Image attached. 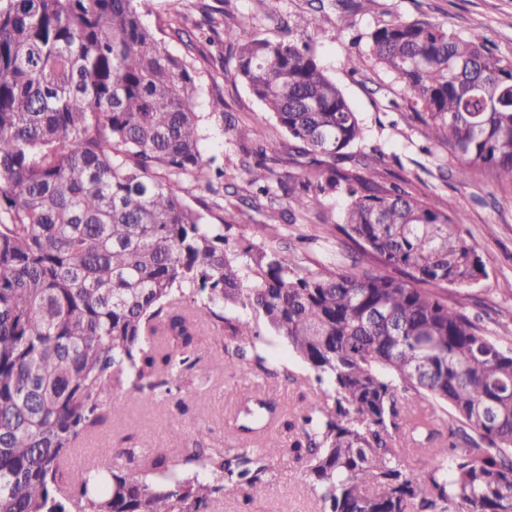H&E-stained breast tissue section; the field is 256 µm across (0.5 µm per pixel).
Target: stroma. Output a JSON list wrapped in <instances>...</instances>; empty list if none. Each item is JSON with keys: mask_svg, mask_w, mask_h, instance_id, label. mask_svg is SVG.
I'll return each mask as SVG.
<instances>
[{"mask_svg": "<svg viewBox=\"0 0 512 512\" xmlns=\"http://www.w3.org/2000/svg\"><path fill=\"white\" fill-rule=\"evenodd\" d=\"M324 5L318 13L313 0H184L180 14L175 15L166 0H139L144 23L170 53L194 68L206 152L231 170L254 164L259 147L276 160L269 195L253 197L241 179L225 186L219 198L190 190L187 202L202 198L209 206H221L225 223L242 225L258 239L263 236L262 225H285L280 246L303 269L316 270L339 255L342 236L336 227L343 222L346 199L326 196L305 212L290 206L289 181L309 174L310 168L305 158L289 156L287 134L235 78L234 62L228 57L230 42L250 36L276 41L289 34L307 41L359 115L364 138L352 151L375 158L377 182H403L408 192L431 208L464 215L465 235L482 254L487 276L479 284L462 288L461 294L469 312L489 330H496L498 323L512 321V188L499 185L486 173L473 174L463 183L457 180L454 159L446 148L428 140L426 126L407 105L402 82L376 62L366 37L395 20H428L463 36L483 33L500 56L512 59V0H370L361 7L356 0H324ZM316 14L320 23L285 32V21ZM352 52L362 58L356 75L350 74L346 64ZM216 98L223 99V111L212 110ZM244 127L251 130L245 141L236 134ZM193 348L202 362L213 364L214 371L206 379H187L184 391L205 394L208 409L192 405L179 409L170 400L145 404L136 396H122V415L85 440L83 462L70 467L73 478H80L100 449L120 447L126 435L133 446L165 448L174 459L199 440L209 451L237 447L234 418L247 390L287 405L292 415L316 398L317 385L309 370L274 336H266L263 353L271 363L294 374L295 382L250 371L239 358L225 355L222 341L209 330L198 333ZM270 480L264 498L229 495L215 501L212 512H320V504L290 456L273 462Z\"/></svg>", "mask_w": 512, "mask_h": 512, "instance_id": "stroma-1", "label": "stroma"}]
</instances>
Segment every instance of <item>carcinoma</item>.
<instances>
[{
  "label": "carcinoma",
  "instance_id": "1",
  "mask_svg": "<svg viewBox=\"0 0 512 512\" xmlns=\"http://www.w3.org/2000/svg\"><path fill=\"white\" fill-rule=\"evenodd\" d=\"M368 40L428 139L459 160L457 178L489 170L512 185V60L480 33L425 20ZM232 57L294 151L344 159L363 139L308 43L251 37ZM197 92L137 0H0V512H210L227 494L263 496L285 453L322 512H512V324L492 336L448 297L487 277L462 216L331 166L288 198L302 210L347 198L354 270L302 271L275 224L262 225L266 242L231 245L232 225L184 198L187 183L214 193V180L238 179L206 157ZM267 161L246 169L257 195L269 194ZM261 326L319 385L286 423L299 430L290 448L273 434L280 406L247 397L234 452L177 460L208 480L179 477L162 448H121L65 481L73 449L120 413L114 396L186 407L184 379L214 370L191 349L204 327L249 367L293 379L261 353ZM447 408L457 425L438 445ZM405 440L429 459L419 474Z\"/></svg>",
  "mask_w": 512,
  "mask_h": 512
}]
</instances>
